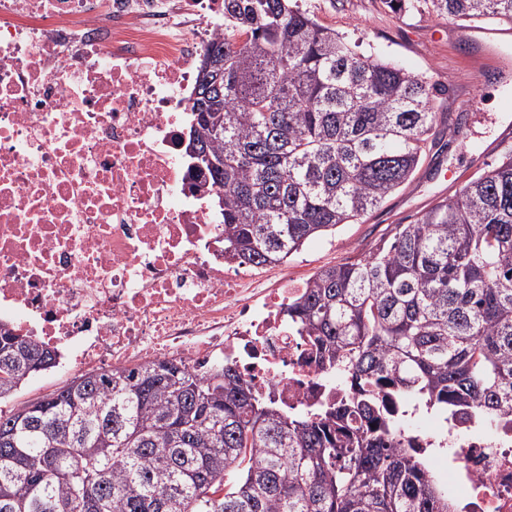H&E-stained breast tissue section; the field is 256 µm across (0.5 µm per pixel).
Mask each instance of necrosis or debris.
Wrapping results in <instances>:
<instances>
[{"label": "necrosis or debris", "instance_id": "obj_1", "mask_svg": "<svg viewBox=\"0 0 512 512\" xmlns=\"http://www.w3.org/2000/svg\"><path fill=\"white\" fill-rule=\"evenodd\" d=\"M223 37L224 0H0V323L61 371L231 364L305 415L342 393L288 319L306 283L225 260L218 189L185 151L197 60ZM410 430L454 512H512V419Z\"/></svg>", "mask_w": 512, "mask_h": 512}]
</instances>
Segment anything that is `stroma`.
<instances>
[{
    "label": "stroma",
    "mask_w": 512,
    "mask_h": 512,
    "mask_svg": "<svg viewBox=\"0 0 512 512\" xmlns=\"http://www.w3.org/2000/svg\"><path fill=\"white\" fill-rule=\"evenodd\" d=\"M316 21L356 45L359 52L405 64L436 89L447 128L412 181L392 193L361 224L311 242L288 263L305 279L319 269L368 252L393 225L410 224L435 202L452 198L486 164L512 151L503 139L504 108L512 100V69L500 73L474 64V46L460 22L426 14H396L384 0H298Z\"/></svg>",
    "instance_id": "stroma-1"
}]
</instances>
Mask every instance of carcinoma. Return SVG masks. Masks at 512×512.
Wrapping results in <instances>:
<instances>
[{
  "mask_svg": "<svg viewBox=\"0 0 512 512\" xmlns=\"http://www.w3.org/2000/svg\"><path fill=\"white\" fill-rule=\"evenodd\" d=\"M463 23H512V0H389ZM188 139L216 166L224 259L282 265L360 224L409 183L445 125L433 88L356 52L290 0H224ZM318 361L353 384L310 417L259 401L238 370L158 360L92 372L0 410V512H450L405 449L388 384L485 426L512 414V151L288 304ZM57 353L0 325V401Z\"/></svg>",
  "mask_w": 512,
  "mask_h": 512,
  "instance_id": "1",
  "label": "carcinoma"
}]
</instances>
